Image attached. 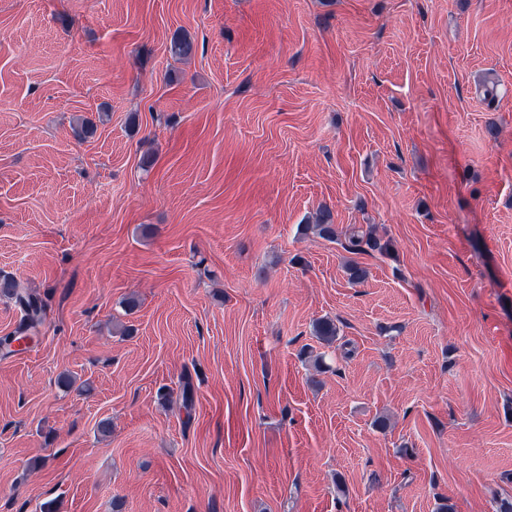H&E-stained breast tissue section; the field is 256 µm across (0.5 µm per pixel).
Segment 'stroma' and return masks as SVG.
Returning a JSON list of instances; mask_svg holds the SVG:
<instances>
[{"label": "stroma", "instance_id": "stroma-1", "mask_svg": "<svg viewBox=\"0 0 512 512\" xmlns=\"http://www.w3.org/2000/svg\"><path fill=\"white\" fill-rule=\"evenodd\" d=\"M4 275L0 512H499L512 0H0ZM304 227L306 231H312L328 241H340L342 248L350 254L379 253L383 255L389 254L393 249L391 240L377 234L371 224L365 229L363 226H353L345 231H338L333 214L328 208L319 210L314 224H304ZM342 236L344 241L341 239ZM0 292L13 296L24 313L23 322L18 328L19 334L23 335L42 324L44 311L35 294L20 290L15 281L6 276L0 278Z\"/></svg>", "mask_w": 512, "mask_h": 512}]
</instances>
